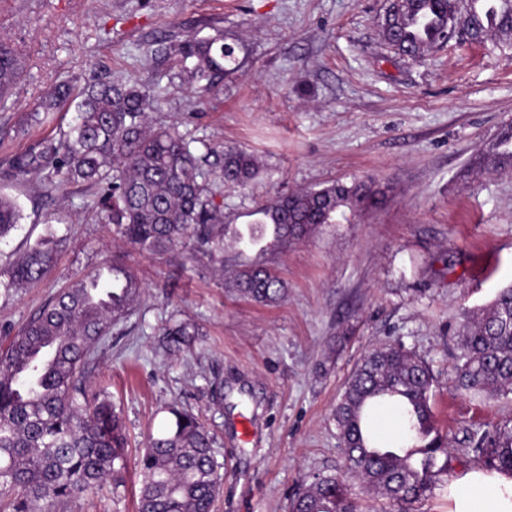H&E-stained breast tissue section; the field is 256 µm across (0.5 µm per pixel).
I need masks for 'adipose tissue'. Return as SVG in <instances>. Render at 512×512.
<instances>
[{"label":"adipose tissue","instance_id":"obj_1","mask_svg":"<svg viewBox=\"0 0 512 512\" xmlns=\"http://www.w3.org/2000/svg\"><path fill=\"white\" fill-rule=\"evenodd\" d=\"M448 512H512V475L468 471L448 487Z\"/></svg>","mask_w":512,"mask_h":512}]
</instances>
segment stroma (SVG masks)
I'll return each mask as SVG.
<instances>
[{
  "label": "stroma",
  "instance_id": "1",
  "mask_svg": "<svg viewBox=\"0 0 512 512\" xmlns=\"http://www.w3.org/2000/svg\"><path fill=\"white\" fill-rule=\"evenodd\" d=\"M386 0H0V38L23 73L0 102V173L76 124L74 101L50 123L31 110L55 87L100 78L151 85L162 122L179 123L204 171L223 151L252 152L259 176L221 188L228 229L254 222L273 197L341 180L371 184L377 205L337 215L306 240L263 254L226 249L224 264L262 260L287 285L262 305L230 291L206 260L158 257L114 240L97 220L100 187L47 190L46 176H0L24 218L0 242V269L38 238L57 235L55 266L39 284L0 291V345L69 281L122 257L144 293L86 367L88 393L106 392L125 426V483H104L63 512H135L137 462L170 405L208 428L223 491L214 512H289L300 489L339 473L332 419L343 385L372 346L399 340L430 363L434 417L452 463L415 512H448L449 485L474 467L468 431L512 418V394L457 388L456 330L466 312L512 284V166L474 160L512 124V45L447 46L396 54L378 22ZM220 38L242 62L212 90L168 59L146 60L158 38ZM194 324L187 352L170 353V320ZM224 384L215 400L216 382Z\"/></svg>",
  "mask_w": 512,
  "mask_h": 512
}]
</instances>
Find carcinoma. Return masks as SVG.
I'll use <instances>...</instances> for the list:
<instances>
[{
	"label": "carcinoma",
	"mask_w": 512,
	"mask_h": 512,
	"mask_svg": "<svg viewBox=\"0 0 512 512\" xmlns=\"http://www.w3.org/2000/svg\"><path fill=\"white\" fill-rule=\"evenodd\" d=\"M397 0L381 23L384 40L398 53L421 57L443 46L450 26L459 41L512 40V0ZM177 60L182 74L210 86L240 70L235 47L218 39L162 38L146 57ZM21 76L15 49L0 41V97ZM70 97L62 85L30 119L43 123ZM79 122L58 138L41 142L35 154L12 159L5 175L34 168L48 171L52 185L85 182L101 186L105 197L99 222L140 252L180 253L194 244V257L224 272V214L212 186H244L259 172L251 153L224 151L220 171L200 168L178 127L153 123L159 98L148 86L93 81L76 103ZM487 158L512 161V126ZM378 191L366 183L334 181L318 189L277 196L258 213L262 218L234 232V243L256 248L266 235L282 245L329 224L344 207L353 212L374 203ZM22 213L0 195V239L18 227ZM55 235L45 234L7 269L4 291L28 288L54 266ZM235 293L270 304L286 295L283 280L265 263L239 265L227 281ZM142 285L124 262L112 263L61 288L0 351V512H58L60 505L96 490L103 481L122 482L127 438L112 401L88 396L83 372L99 343L132 314ZM172 352L191 348L197 333L189 322L166 328ZM458 385L489 398L512 393V285L499 289L483 309L464 316L455 354ZM437 378L430 364L396 342L367 352L349 377L334 417L344 453V469L319 478L290 503V512H362L345 480H358L366 492L388 499L396 512L436 487L451 462L448 435L435 424L431 400ZM399 405L402 439L386 443L370 428V417L384 401ZM169 418L146 440L139 459L138 512H211L222 492L221 464L210 436L192 413L172 405ZM468 452L485 470L512 474V419L468 434Z\"/></svg>",
	"instance_id": "1"
}]
</instances>
